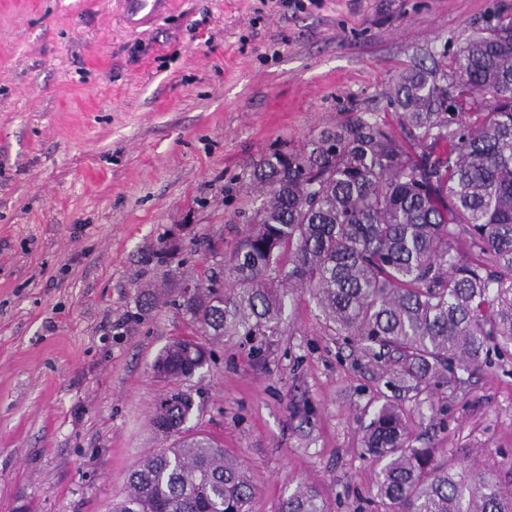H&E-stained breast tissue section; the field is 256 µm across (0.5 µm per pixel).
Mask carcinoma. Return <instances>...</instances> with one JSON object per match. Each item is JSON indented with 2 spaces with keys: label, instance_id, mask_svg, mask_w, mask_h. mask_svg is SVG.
I'll return each instance as SVG.
<instances>
[{
  "label": "carcinoma",
  "instance_id": "cac0c4a2",
  "mask_svg": "<svg viewBox=\"0 0 512 512\" xmlns=\"http://www.w3.org/2000/svg\"><path fill=\"white\" fill-rule=\"evenodd\" d=\"M397 123L353 113L248 174L264 197L221 269L192 297L173 289L203 349L231 334L266 341L308 295L334 335L398 366L386 387L415 388L455 369L512 358V16L453 53L428 51L390 91ZM151 290L139 319L155 308ZM208 364L169 343L152 369L189 382ZM193 393L169 392L151 414L175 438L139 460L116 512H252L255 486L215 438L193 431ZM363 451L380 464L387 512H512V482L410 443L395 395L365 407ZM278 512H325L299 486Z\"/></svg>",
  "mask_w": 512,
  "mask_h": 512
}]
</instances>
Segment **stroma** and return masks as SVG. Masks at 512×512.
<instances>
[{
    "label": "stroma",
    "mask_w": 512,
    "mask_h": 512,
    "mask_svg": "<svg viewBox=\"0 0 512 512\" xmlns=\"http://www.w3.org/2000/svg\"><path fill=\"white\" fill-rule=\"evenodd\" d=\"M512 0H165L138 27L127 0H0V512H112L169 384L151 365L189 334L173 306L131 321L232 253L262 199L243 181L278 149L352 112L390 115L394 77L456 48ZM171 249L172 262L156 256ZM253 355L228 336L188 382L277 512L298 485L327 512H386L361 438L392 376L302 297ZM402 392L415 446L512 478V359Z\"/></svg>",
    "instance_id": "obj_1"
}]
</instances>
